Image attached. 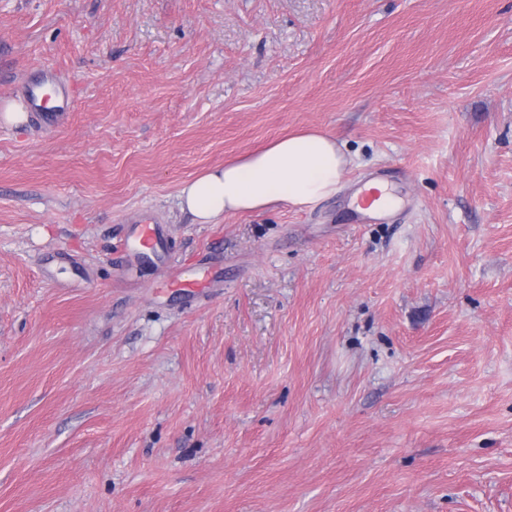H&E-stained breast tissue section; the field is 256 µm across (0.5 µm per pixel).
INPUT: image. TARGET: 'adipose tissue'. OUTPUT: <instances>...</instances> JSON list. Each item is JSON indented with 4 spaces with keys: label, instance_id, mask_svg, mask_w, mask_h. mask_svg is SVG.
<instances>
[{
    "label": "adipose tissue",
    "instance_id": "adipose-tissue-1",
    "mask_svg": "<svg viewBox=\"0 0 512 512\" xmlns=\"http://www.w3.org/2000/svg\"><path fill=\"white\" fill-rule=\"evenodd\" d=\"M350 161L330 135L293 132L185 183L180 205L199 224L280 206L310 208L336 195Z\"/></svg>",
    "mask_w": 512,
    "mask_h": 512
}]
</instances>
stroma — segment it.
<instances>
[{"instance_id":"stroma-1","label":"stroma","mask_w":512,"mask_h":512,"mask_svg":"<svg viewBox=\"0 0 512 512\" xmlns=\"http://www.w3.org/2000/svg\"><path fill=\"white\" fill-rule=\"evenodd\" d=\"M44 69L64 122H0V512H512V0H0V103ZM303 129L336 196L181 210Z\"/></svg>"}]
</instances>
